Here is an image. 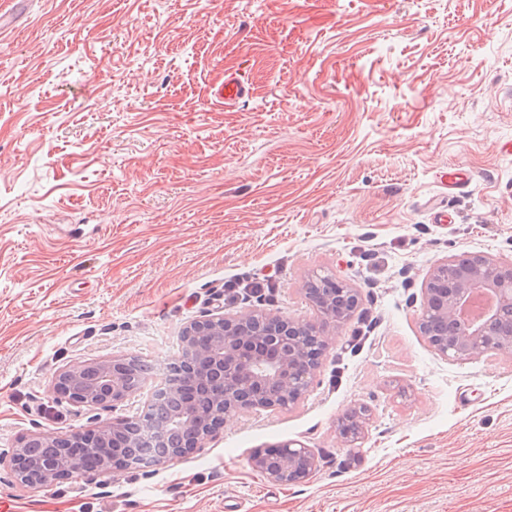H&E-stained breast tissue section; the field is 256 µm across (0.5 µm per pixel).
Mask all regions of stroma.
Segmentation results:
<instances>
[{
  "instance_id": "1",
  "label": "stroma",
  "mask_w": 512,
  "mask_h": 512,
  "mask_svg": "<svg viewBox=\"0 0 512 512\" xmlns=\"http://www.w3.org/2000/svg\"><path fill=\"white\" fill-rule=\"evenodd\" d=\"M0 30V457L138 415L53 390L69 365L174 362L191 321L303 288L359 292L293 410L228 420L147 468L37 490L15 512H512V358L450 361L421 283L453 254L512 259V0H26ZM233 68L251 85L225 106ZM470 185L449 196L448 169ZM448 221H434L435 209ZM265 278L264 299L230 295ZM369 414L356 441L349 408ZM310 448L290 485L257 449Z\"/></svg>"
}]
</instances>
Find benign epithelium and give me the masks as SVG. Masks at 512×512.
<instances>
[{
    "instance_id": "1",
    "label": "benign epithelium",
    "mask_w": 512,
    "mask_h": 512,
    "mask_svg": "<svg viewBox=\"0 0 512 512\" xmlns=\"http://www.w3.org/2000/svg\"><path fill=\"white\" fill-rule=\"evenodd\" d=\"M493 293L496 306L489 308L475 324L462 321V302L475 290ZM423 315L445 326L440 336H428L430 347L441 357L464 361L484 355L512 357V260H501L482 254L448 256L436 263L423 281ZM305 295L317 317L308 323L252 308L234 315L209 314L190 322L181 336V352L188 365L203 364L200 370L187 371L183 384L168 386L166 399L206 386L213 393V406L224 423L260 408H292L299 404L313 383L319 365L306 356L302 340L307 339L328 348L332 336L351 316L346 302L335 294L318 296L311 289ZM126 358L69 365L54 379L56 393H65L77 407H108L125 401L130 395L122 363ZM355 434L345 437L357 440L367 420L363 407L345 412ZM203 415L194 400L183 401L173 415V425L179 433L189 435V441L168 452V458L182 457L211 435L202 429ZM117 419L110 425L78 429L70 434L75 448L64 450L63 457L70 472L82 478L87 474L102 475L125 468L108 458L90 470L83 466L79 448L90 440L107 444L112 430L120 425ZM54 438L32 435L18 442L8 460L14 477L31 489L47 488L60 481L55 465L43 463L38 453L50 446ZM252 468L268 480L279 484L295 483L312 473L317 459L312 451L298 443L275 446L267 454L259 451L251 457Z\"/></svg>"
}]
</instances>
